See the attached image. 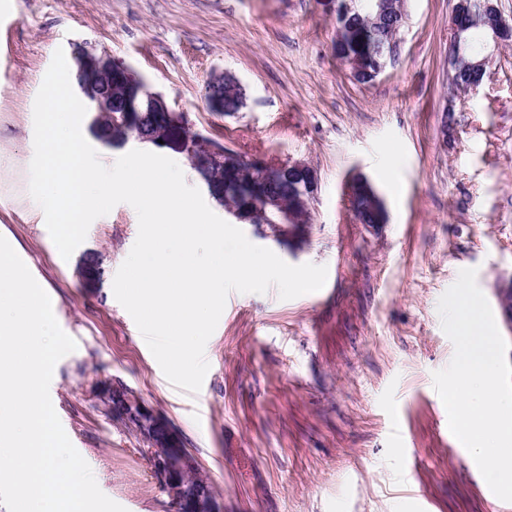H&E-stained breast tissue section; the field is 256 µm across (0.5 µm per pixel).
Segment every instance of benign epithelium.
<instances>
[{"label": "benign epithelium", "mask_w": 512, "mask_h": 512, "mask_svg": "<svg viewBox=\"0 0 512 512\" xmlns=\"http://www.w3.org/2000/svg\"><path fill=\"white\" fill-rule=\"evenodd\" d=\"M356 2L366 11L370 23L375 22L373 15L379 16L384 12L405 17L403 0ZM477 6V10L469 11L468 20L461 19L456 7L449 18L448 68L454 73L458 72L466 40L472 36V31H480L483 39L490 38L498 46L512 41V23L502 20L492 0H477ZM72 55L78 76H96L107 85V89L101 90L96 85L79 83L80 92L87 100V112L92 114L91 130L97 131L99 122L108 115L112 116L114 123L136 130V134L128 133L120 140L105 139V145L123 148L131 142H138L186 154L192 151L193 142H199L202 149L193 155V165L201 173L200 184L207 192L217 190L216 182L209 178L214 171L225 169L242 175L257 174L247 181L250 193L247 205L242 208L225 207L231 217L242 224L264 225L267 214L273 212L278 221L266 224L269 236L276 241L304 238V216L319 191L317 173L312 167L290 161L278 164L264 159L246 161L224 149L219 142L203 141V136L198 133L188 130L183 135L179 128L185 126V122L180 114L168 106L162 95L151 91L146 82L137 79L128 67L113 61L107 52L84 45L74 46ZM346 64L352 71L365 70L374 78L384 68V64L370 56H351ZM208 104L215 112L224 111V75H216L210 81ZM285 173L292 182L286 198L271 190V185ZM360 193L367 195L371 206L379 209L377 223H385L386 209L373 185L363 181ZM140 425V436L147 445L148 457L178 512H222L215 493L207 483L193 487L183 480L184 475L196 471V464L172 426L150 408L142 410Z\"/></svg>", "instance_id": "7a95c632"}]
</instances>
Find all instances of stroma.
<instances>
[{
	"label": "stroma",
	"instance_id": "1",
	"mask_svg": "<svg viewBox=\"0 0 512 512\" xmlns=\"http://www.w3.org/2000/svg\"><path fill=\"white\" fill-rule=\"evenodd\" d=\"M456 0H406L393 60L357 83L336 59L322 0H11L0 12V154L30 159L33 106L56 50L87 44L142 77L194 128L246 159L313 167L320 191L304 242L257 226L255 245L326 266L325 286L283 300L230 293L205 347L201 390L175 388L113 280L138 235L121 203L62 259L45 225L0 210V235L48 285L77 342L50 397L100 490L126 512H173L137 433L93 384L120 380L167 419L224 512H503L470 465L433 387L454 346L438 302L473 268L503 338L512 282V45L492 49L477 92L448 76ZM233 77L245 105L212 111L206 86ZM363 174L386 223H357L347 187ZM97 253V288L77 273Z\"/></svg>",
	"mask_w": 512,
	"mask_h": 512
}]
</instances>
